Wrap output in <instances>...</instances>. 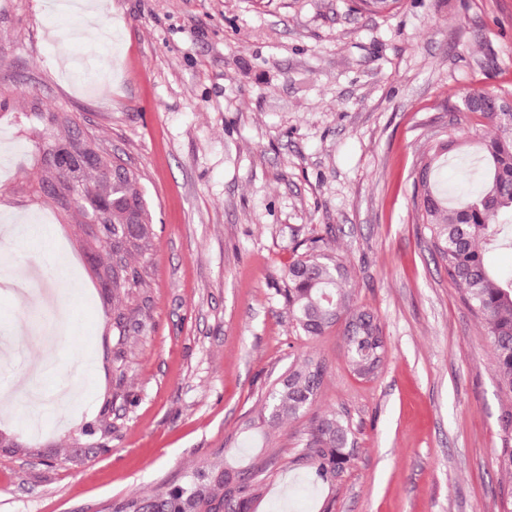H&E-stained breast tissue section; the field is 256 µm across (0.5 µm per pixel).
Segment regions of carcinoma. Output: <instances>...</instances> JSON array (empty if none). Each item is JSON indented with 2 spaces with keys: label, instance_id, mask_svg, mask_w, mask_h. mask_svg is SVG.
<instances>
[{
  "label": "carcinoma",
  "instance_id": "carcinoma-1",
  "mask_svg": "<svg viewBox=\"0 0 512 512\" xmlns=\"http://www.w3.org/2000/svg\"><path fill=\"white\" fill-rule=\"evenodd\" d=\"M400 0H358L371 12H387ZM508 95L485 88L461 97L464 111L478 115L494 129L483 142L482 164L477 169L479 186L455 204L441 186L440 169L447 166L445 149L437 148L427 159L429 181L414 185L411 204L415 220L429 226L434 252L448 277L463 287L464 301L484 322L493 349L499 389L512 397V277L497 272L487 255L512 249V113L503 109ZM41 128L35 149L44 155L57 148L56 137L74 131L83 143L96 142L83 134L68 112H40ZM100 159L72 170L57 185L40 184V191L56 206L69 211L75 206L90 213L110 200L112 218H102L92 238L108 262L97 264L96 273L112 272V294L138 295L147 288L142 273L133 266V255H144L151 245L152 212L139 189L134 171L109 182L100 171ZM280 289L288 314L300 336L324 335L345 320L344 338L353 371L364 378L375 375L386 357L384 336L374 317L351 302L350 272L322 237H313L305 251L285 269ZM321 361L308 357L288 370L265 398L261 422L275 424L296 419L316 399L324 381ZM501 469L512 474V408L500 418ZM349 420L333 413L321 418L302 440L300 460L308 466V479L317 486H332L353 458ZM264 463L242 469L231 461L197 467L182 482L149 496L133 494L116 503L112 512H250L263 494Z\"/></svg>",
  "mask_w": 512,
  "mask_h": 512
}]
</instances>
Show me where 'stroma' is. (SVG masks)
<instances>
[{"mask_svg": "<svg viewBox=\"0 0 512 512\" xmlns=\"http://www.w3.org/2000/svg\"><path fill=\"white\" fill-rule=\"evenodd\" d=\"M108 42L45 0H0V276L48 301L28 313L0 295V512H112L243 445L244 422L291 364L326 368L315 401L278 424L254 512H499L507 400L483 322L434 254L411 207L422 154L460 141L443 171L469 189L487 127L452 111L474 88L512 93V0H99ZM77 116L139 177L152 248L136 258L138 301L94 276L89 228L37 194L29 100ZM43 225L41 238L26 226ZM315 236L350 268L355 307L386 340L375 376L355 374L343 325L297 336L283 268ZM124 313L125 330L114 317ZM125 357L116 360L118 339ZM88 397L58 404L33 365L71 377L86 349ZM340 412L354 458L334 489L311 487L298 442Z\"/></svg>", "mask_w": 512, "mask_h": 512, "instance_id": "stroma-1", "label": "stroma"}]
</instances>
